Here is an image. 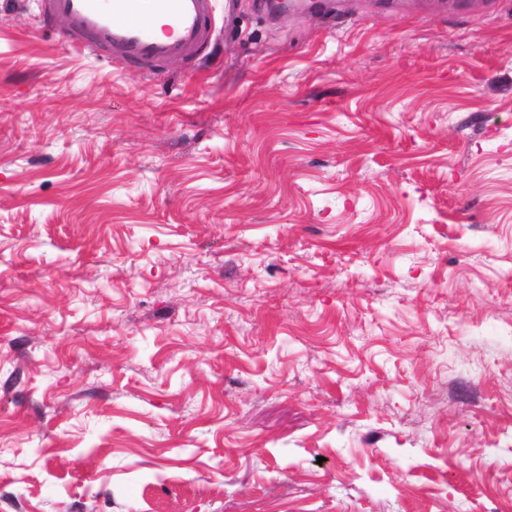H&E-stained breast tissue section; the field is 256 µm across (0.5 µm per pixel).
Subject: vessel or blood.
Segmentation results:
<instances>
[{"instance_id": "1", "label": "vessel or blood", "mask_w": 512, "mask_h": 512, "mask_svg": "<svg viewBox=\"0 0 512 512\" xmlns=\"http://www.w3.org/2000/svg\"><path fill=\"white\" fill-rule=\"evenodd\" d=\"M215 0H44L45 22L64 18L84 46L121 65L199 55L211 43Z\"/></svg>"}]
</instances>
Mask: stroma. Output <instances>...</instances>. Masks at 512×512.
<instances>
[{"label":"stroma","instance_id":"stroma-1","mask_svg":"<svg viewBox=\"0 0 512 512\" xmlns=\"http://www.w3.org/2000/svg\"><path fill=\"white\" fill-rule=\"evenodd\" d=\"M0 0V512H512V0L217 6L127 69Z\"/></svg>","mask_w":512,"mask_h":512}]
</instances>
